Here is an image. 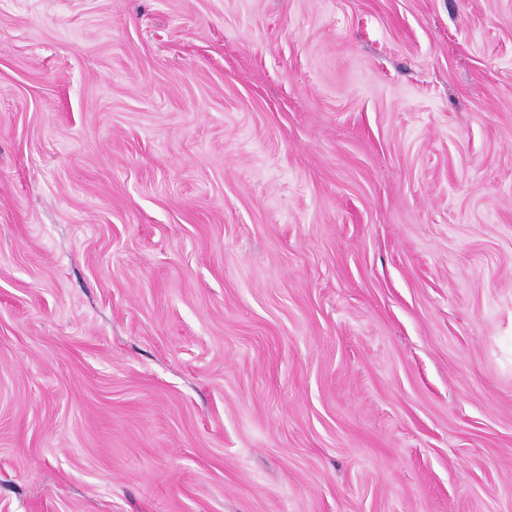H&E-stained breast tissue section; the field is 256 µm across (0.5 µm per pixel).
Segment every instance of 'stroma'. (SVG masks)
Masks as SVG:
<instances>
[{
	"mask_svg": "<svg viewBox=\"0 0 512 512\" xmlns=\"http://www.w3.org/2000/svg\"><path fill=\"white\" fill-rule=\"evenodd\" d=\"M0 512H512V0H0Z\"/></svg>",
	"mask_w": 512,
	"mask_h": 512,
	"instance_id": "stroma-1",
	"label": "stroma"
}]
</instances>
